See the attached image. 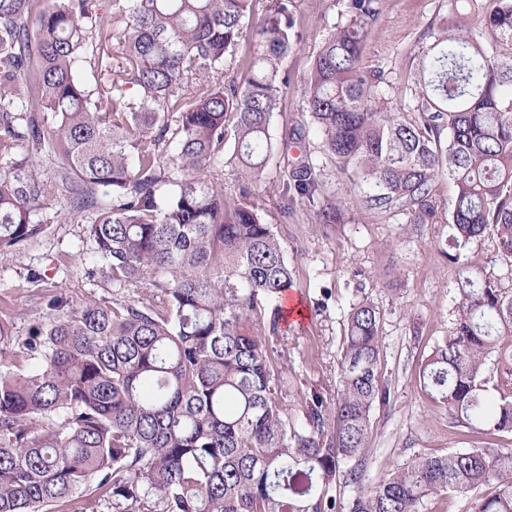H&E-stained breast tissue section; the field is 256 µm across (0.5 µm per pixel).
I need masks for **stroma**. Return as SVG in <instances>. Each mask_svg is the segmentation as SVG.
Here are the masks:
<instances>
[{
    "label": "stroma",
    "instance_id": "35a3bbf8",
    "mask_svg": "<svg viewBox=\"0 0 512 512\" xmlns=\"http://www.w3.org/2000/svg\"><path fill=\"white\" fill-rule=\"evenodd\" d=\"M466 0H376L377 14L366 26L363 62L384 73L383 90L400 111H408L407 78L422 46L431 44ZM299 36L281 62L288 92L271 119L273 150L254 190L262 216L277 235L294 269L293 289L309 310L304 324L290 325L276 347L288 363V387L281 402L297 415L305 395H334L348 314L367 298L382 313L381 374L391 388L389 406L375 410L366 475L375 483L396 467L427 455L458 451L479 443V436L451 424L444 408L420 390L418 373L432 345L452 319L457 268L442 249L444 221L411 225L405 217L366 209L351 182L323 152L322 137L306 110L305 82L315 55L334 26L350 21L348 0H291ZM310 163L318 179L314 202L291 201L282 215L284 187L294 168ZM333 215L320 220L321 209ZM33 222L45 225L38 237L0 252V321L16 340L48 322L49 301L141 299L143 284L113 287L91 276L94 243L86 224L37 207ZM487 279L508 284L512 270L500 259L494 240H474L462 250Z\"/></svg>",
    "mask_w": 512,
    "mask_h": 512
}]
</instances>
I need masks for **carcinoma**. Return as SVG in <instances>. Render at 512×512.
<instances>
[{"mask_svg":"<svg viewBox=\"0 0 512 512\" xmlns=\"http://www.w3.org/2000/svg\"><path fill=\"white\" fill-rule=\"evenodd\" d=\"M252 2L113 0L118 37L104 0H0V251L43 232L31 212L61 191L56 215L88 224L101 275L149 289L53 302L21 344L26 368L0 352V512H54L79 492L129 512H423L431 496L489 485L476 512H512V448L489 442L366 482L372 414L390 401L381 314L367 298L347 318L334 403L313 391L296 418L282 405L288 376L270 342L284 314L268 307L292 269L254 184L297 35L288 0H273L247 76L228 73ZM471 2L422 47L408 119L363 63L373 0H350L353 19L313 63L306 111L372 211L431 224L434 181H453L454 318L419 386L469 432L512 434V394L494 384L512 380L501 352L512 290L460 252L487 236L512 264V0L486 12ZM191 84L200 92L189 96ZM228 145L231 195L219 178ZM34 154L53 180L34 173ZM292 181L285 191L315 202L310 165ZM340 483L352 495L338 511Z\"/></svg>","mask_w":512,"mask_h":512,"instance_id":"obj_1","label":"carcinoma"}]
</instances>
